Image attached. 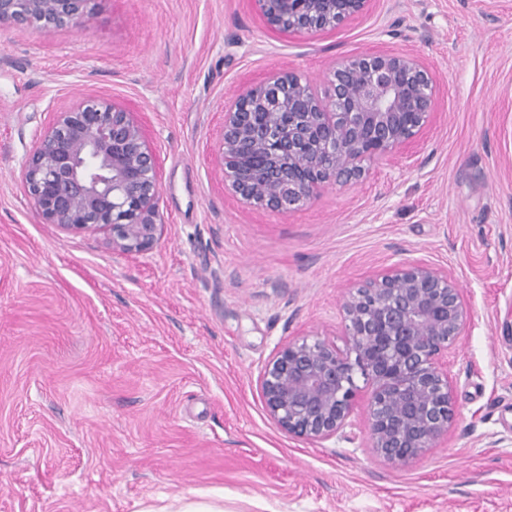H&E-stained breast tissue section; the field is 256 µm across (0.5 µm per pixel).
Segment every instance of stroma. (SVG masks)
I'll use <instances>...</instances> for the list:
<instances>
[{"instance_id": "1", "label": "stroma", "mask_w": 512, "mask_h": 512, "mask_svg": "<svg viewBox=\"0 0 512 512\" xmlns=\"http://www.w3.org/2000/svg\"><path fill=\"white\" fill-rule=\"evenodd\" d=\"M414 52L434 115L398 159L302 209L224 186L225 105L287 68ZM133 112L160 166L163 232L139 255L41 223L23 169L53 113ZM407 259L471 313L448 352L456 420L406 464L366 435L310 444L258 377L299 334L343 342L346 289ZM512 512V0H373L288 36L255 0H96L80 30L0 25V512Z\"/></svg>"}]
</instances>
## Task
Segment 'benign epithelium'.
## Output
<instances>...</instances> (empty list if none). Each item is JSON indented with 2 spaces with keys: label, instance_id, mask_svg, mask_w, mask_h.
<instances>
[{
  "label": "benign epithelium",
  "instance_id": "1",
  "mask_svg": "<svg viewBox=\"0 0 512 512\" xmlns=\"http://www.w3.org/2000/svg\"><path fill=\"white\" fill-rule=\"evenodd\" d=\"M266 24L289 35L334 31L371 0H256ZM94 0H0V25L84 27ZM329 93L291 71L248 86L224 112L220 162L225 183L245 202L282 213L328 186L365 175L360 160L393 157L431 120L433 77L410 54L338 60ZM24 182L44 224L109 236L125 255L146 252L162 234L157 158L133 113L83 99L54 113L26 160ZM344 345L302 334L284 343L258 379L265 409L288 435L315 444L353 420L358 377L374 391L365 432L384 459L407 463L448 438L455 422L448 350L470 312L448 272L399 261L346 289Z\"/></svg>",
  "mask_w": 512,
  "mask_h": 512
}]
</instances>
